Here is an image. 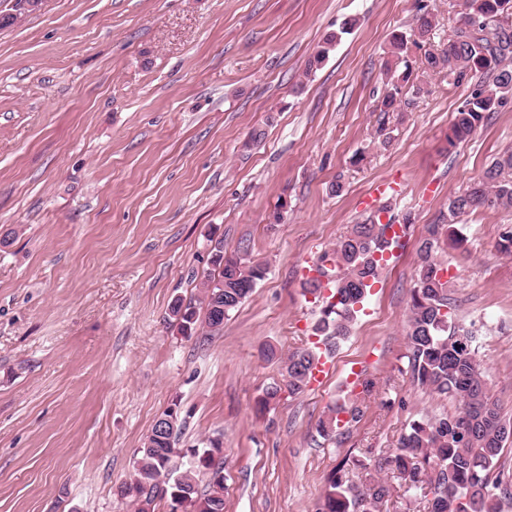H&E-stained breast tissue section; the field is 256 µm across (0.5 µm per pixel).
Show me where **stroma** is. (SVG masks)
I'll return each instance as SVG.
<instances>
[{"label":"stroma","instance_id":"obj_1","mask_svg":"<svg viewBox=\"0 0 512 512\" xmlns=\"http://www.w3.org/2000/svg\"><path fill=\"white\" fill-rule=\"evenodd\" d=\"M416 15V0H43L0 29V512H133L115 488L174 405L179 448L223 445L224 512H316L340 465L454 413L401 372L417 244L512 151V105L448 147L476 77L425 70L411 46L399 66L421 91L380 111L391 38ZM350 17L358 27L306 74ZM383 181L400 186L391 216L413 217L396 258L333 374L257 413L281 357L313 339L304 267L371 213ZM454 224L462 243L439 257L512 418V256L496 249L512 208ZM214 239L268 273L219 334L189 338L169 306L199 295ZM354 370L374 383L363 415L323 438ZM357 25V18H349L343 23L338 32L336 31L328 34L323 39L322 43L317 46V49L307 61L305 70L306 74L310 75L317 70L328 59L330 52L335 47L336 43L340 41L341 36L352 31Z\"/></svg>","mask_w":512,"mask_h":512}]
</instances>
